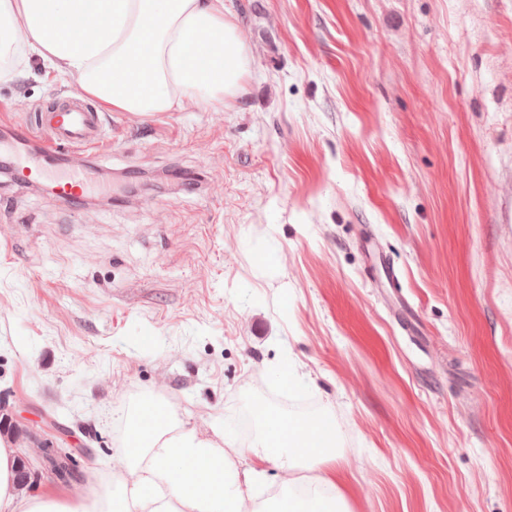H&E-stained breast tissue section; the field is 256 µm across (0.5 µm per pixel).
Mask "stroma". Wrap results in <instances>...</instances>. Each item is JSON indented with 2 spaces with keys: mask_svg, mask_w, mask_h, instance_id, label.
<instances>
[{
  "mask_svg": "<svg viewBox=\"0 0 512 512\" xmlns=\"http://www.w3.org/2000/svg\"><path fill=\"white\" fill-rule=\"evenodd\" d=\"M224 6L223 111L105 110L87 210L0 172L18 494L98 491L152 399L237 448L255 405L331 414L350 512H512V0ZM79 93L33 63L0 131Z\"/></svg>",
  "mask_w": 512,
  "mask_h": 512,
  "instance_id": "1",
  "label": "stroma"
}]
</instances>
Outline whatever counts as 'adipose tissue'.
I'll use <instances>...</instances> for the list:
<instances>
[{"instance_id":"adipose-tissue-1","label":"adipose tissue","mask_w":512,"mask_h":512,"mask_svg":"<svg viewBox=\"0 0 512 512\" xmlns=\"http://www.w3.org/2000/svg\"><path fill=\"white\" fill-rule=\"evenodd\" d=\"M40 60L55 78L118 112L220 110L243 89L249 45L224 0H0V84ZM263 431L226 452L173 424L164 405L142 403L127 421L116 484L93 503L27 498L12 487L14 458L0 441V512H348L344 472L335 467L336 423L259 409ZM330 464L328 476L299 481V468ZM279 493L257 510L245 493L266 467Z\"/></svg>"}]
</instances>
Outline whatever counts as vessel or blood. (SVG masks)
<instances>
[{"instance_id": "obj_1", "label": "vessel or blood", "mask_w": 512, "mask_h": 512, "mask_svg": "<svg viewBox=\"0 0 512 512\" xmlns=\"http://www.w3.org/2000/svg\"><path fill=\"white\" fill-rule=\"evenodd\" d=\"M40 121L51 134L38 154L22 155L0 145V165L29 184L49 181L55 184L61 201L69 203L90 192L93 183L85 171H60L58 153L78 152L97 147L103 136L102 120L92 106L78 99L60 102L41 113Z\"/></svg>"}]
</instances>
